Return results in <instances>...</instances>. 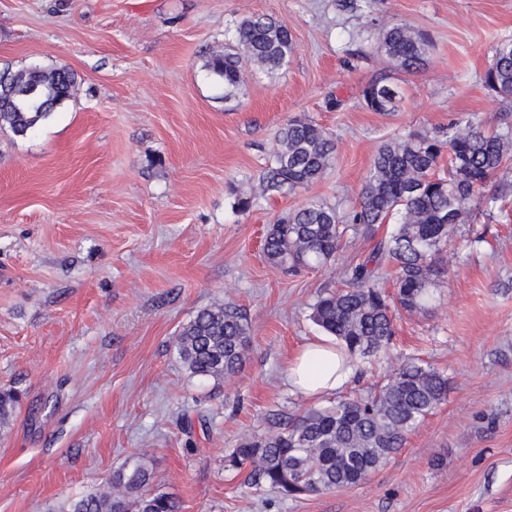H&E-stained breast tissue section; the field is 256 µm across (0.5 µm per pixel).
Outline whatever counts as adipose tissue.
I'll return each mask as SVG.
<instances>
[{
  "label": "adipose tissue",
  "instance_id": "obj_1",
  "mask_svg": "<svg viewBox=\"0 0 512 512\" xmlns=\"http://www.w3.org/2000/svg\"><path fill=\"white\" fill-rule=\"evenodd\" d=\"M352 368L337 351L335 342L318 338L306 343L288 369L290 385L316 396L336 391L350 378Z\"/></svg>",
  "mask_w": 512,
  "mask_h": 512
}]
</instances>
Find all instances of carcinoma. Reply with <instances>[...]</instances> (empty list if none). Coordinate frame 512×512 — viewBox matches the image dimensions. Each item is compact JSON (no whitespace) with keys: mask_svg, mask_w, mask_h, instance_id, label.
<instances>
[{"mask_svg":"<svg viewBox=\"0 0 512 512\" xmlns=\"http://www.w3.org/2000/svg\"><path fill=\"white\" fill-rule=\"evenodd\" d=\"M233 44L204 57V69L238 89L247 64L269 74L293 51L288 23L253 14L236 24ZM428 36L400 21L382 32L379 50L399 70L418 72L427 62ZM494 65L485 86L512 99V38L493 47ZM76 74L65 67L0 69V131L25 138L75 95ZM403 98L387 76L362 90L367 109L393 112ZM448 153V167L440 166ZM336 158V142L308 119L291 118L279 146L259 176L261 194L288 193L320 180ZM512 169V130L489 133L469 117L434 132H411L377 150L357 203L346 220L336 208L309 201L267 227L263 252L287 271L330 269L348 231L375 237L378 227L392 232L377 240L370 254L342 272L343 286L325 289L310 305V319L335 337L349 357L386 353L395 336L394 310L409 315L429 311L448 270L442 254L470 223L476 209L490 211L500 201L497 178ZM395 273V293L380 287L384 265ZM249 344L246 318L235 308H204L182 327L175 353L193 377L229 379L245 361ZM448 400V377L429 365L400 364L376 391L309 408L277 430L240 440L225 455L228 469L251 467L257 484L285 496L333 491L357 485L403 448L409 433ZM19 402L14 390L0 391V425L9 424ZM153 473L143 456L126 460L112 474L110 493L69 503L68 512H180L171 494L150 489Z\"/></svg>","mask_w":512,"mask_h":512,"instance_id":"obj_1","label":"carcinoma"}]
</instances>
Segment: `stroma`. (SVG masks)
Listing matches in <instances>:
<instances>
[{
    "mask_svg": "<svg viewBox=\"0 0 512 512\" xmlns=\"http://www.w3.org/2000/svg\"><path fill=\"white\" fill-rule=\"evenodd\" d=\"M252 14L287 21V66L233 97L203 68ZM427 33V65L393 72V112L362 90L388 69L380 27ZM512 37V0H0V67H65L76 95L27 138L0 134V388L21 395L0 428V512H65L134 455L182 512H512V193L477 212L443 256L424 314L398 315L388 354L352 360L339 394L382 384L403 361L448 377V400L365 481L299 498L225 470L248 433L335 395L293 390L287 369L320 336L309 306L373 240L344 241L333 271L286 272L262 242L308 200L353 206L386 139L461 114L512 127L482 77ZM305 116L337 144L326 176L257 195L282 124ZM254 206L238 211L240 196ZM250 328L231 381L190 376L173 345L200 309Z\"/></svg>",
    "mask_w": 512,
    "mask_h": 512,
    "instance_id": "stroma-1",
    "label": "stroma"
}]
</instances>
